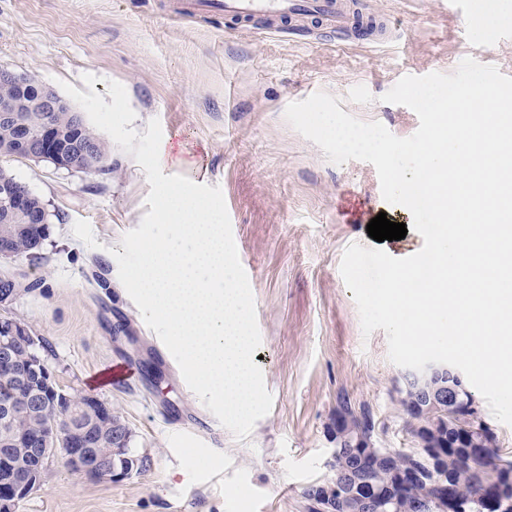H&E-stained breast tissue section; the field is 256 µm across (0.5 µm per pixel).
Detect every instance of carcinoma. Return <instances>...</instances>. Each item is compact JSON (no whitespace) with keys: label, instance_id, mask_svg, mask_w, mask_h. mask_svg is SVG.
Listing matches in <instances>:
<instances>
[{"label":"carcinoma","instance_id":"obj_1","mask_svg":"<svg viewBox=\"0 0 512 512\" xmlns=\"http://www.w3.org/2000/svg\"><path fill=\"white\" fill-rule=\"evenodd\" d=\"M40 94L39 83L0 89V96L11 100L14 106L12 122L7 125L0 123V157H25L26 135L45 123H51L56 127L59 143L66 146L67 159L72 168L78 172L83 171L84 158L73 146L74 141L81 136L73 126V117L77 110L67 102L61 105L57 112L43 111L38 106ZM2 180L12 183L17 192L25 195L28 209L45 208L40 196L30 191L8 170L0 167V181ZM0 237L11 239L15 250L21 255L33 251V242L28 234L24 213H17L8 220L0 219ZM401 394V405L408 417L407 425L412 437L421 435L437 444L438 463L445 480L414 478L404 483L400 482V474L415 473L424 460L412 449L393 454L376 445L364 449L361 458L353 455L348 448L336 449L332 463L336 473L347 472L355 467L362 469L376 492L395 500V507L390 509V512H420L422 505L432 502L442 494L448 495L464 509V512H501L500 500L505 496L512 499V481L504 479L498 470L502 457L494 452L497 444L486 448L484 457L473 459L463 449L453 447L451 442V438H458L462 434L475 435L476 428L484 425L481 412L476 410L450 417L448 430L443 431L434 427L435 409L427 408L415 414L412 410L413 395L405 389ZM347 416L346 424L351 431L368 432L371 442H376L375 421H361L352 407L347 410ZM58 419L59 416L52 408L44 415L21 412L10 423L0 424V438L6 432L20 436L35 428L49 431ZM130 442L131 436L123 433L116 442L110 437L106 438L103 447L119 449V452L115 453V460L119 464L123 463L125 456L135 458L137 468L140 469L144 461L135 455L134 450L130 448ZM8 460L9 464L0 467L1 478L7 476V471L11 469L26 472L29 468L39 465L38 460L16 446L9 452Z\"/></svg>","mask_w":512,"mask_h":512}]
</instances>
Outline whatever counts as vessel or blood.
Returning a JSON list of instances; mask_svg holds the SVG:
<instances>
[{"mask_svg": "<svg viewBox=\"0 0 512 512\" xmlns=\"http://www.w3.org/2000/svg\"><path fill=\"white\" fill-rule=\"evenodd\" d=\"M200 11L246 22L261 20L273 30L287 20L298 25L307 20L319 22L340 32L348 31L352 25L344 0H177V14Z\"/></svg>", "mask_w": 512, "mask_h": 512, "instance_id": "1", "label": "vessel or blood"}]
</instances>
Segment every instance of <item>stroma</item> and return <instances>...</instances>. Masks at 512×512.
<instances>
[{
	"mask_svg": "<svg viewBox=\"0 0 512 512\" xmlns=\"http://www.w3.org/2000/svg\"><path fill=\"white\" fill-rule=\"evenodd\" d=\"M170 0H0V67L57 88L107 95L124 85L146 133L159 119L180 159L162 166L220 187L253 293L271 411L236 439L185 383L118 276L121 239L148 212L143 169L120 147L112 172L96 175L28 158L0 160L39 195L49 235L27 257L0 259L25 284L0 318L47 340L49 369L67 391L111 406L132 432L145 467L119 482L89 479L55 457L19 512H304L303 492L336 477L327 430L336 396L368 409L380 444L414 447L396 391L404 370L387 336H363L340 274L347 246L375 241L378 213L411 223L388 204L375 167L337 165L286 121V107L323 91L342 111L413 135L410 108L383 102L406 75L453 73L470 57L512 77V23L488 27L477 0H362L382 34L309 30L305 41L259 25L197 13ZM127 364L133 381L98 386L94 374Z\"/></svg>",
	"mask_w": 512,
	"mask_h": 512,
	"instance_id": "35a3bbf8",
	"label": "stroma"
}]
</instances>
